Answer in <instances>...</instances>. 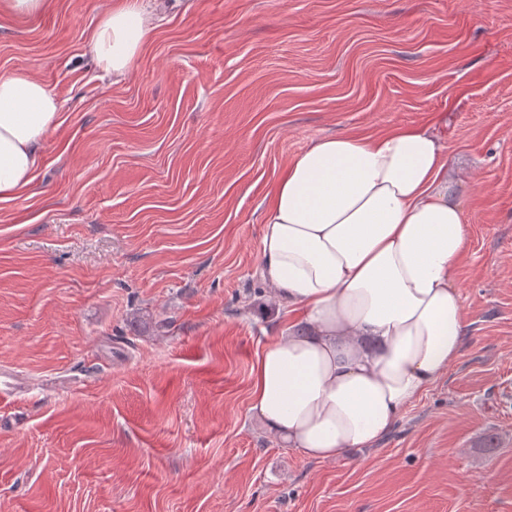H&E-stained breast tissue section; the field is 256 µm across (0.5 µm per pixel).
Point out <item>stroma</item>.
<instances>
[{
  "instance_id": "35a3bbf8",
  "label": "stroma",
  "mask_w": 512,
  "mask_h": 512,
  "mask_svg": "<svg viewBox=\"0 0 512 512\" xmlns=\"http://www.w3.org/2000/svg\"><path fill=\"white\" fill-rule=\"evenodd\" d=\"M109 0L0 13V73L57 96L0 201V512H512V0H155L132 71ZM429 125L453 151L472 323L372 448L308 459L248 412L280 315L272 183L315 140ZM154 26L142 0H114L101 15L89 50L104 71L124 77L132 70ZM30 385L27 375L11 368L0 367V402L13 401L23 395Z\"/></svg>"
}]
</instances>
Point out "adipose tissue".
<instances>
[{
	"mask_svg": "<svg viewBox=\"0 0 512 512\" xmlns=\"http://www.w3.org/2000/svg\"><path fill=\"white\" fill-rule=\"evenodd\" d=\"M152 28L142 0H111L89 50L125 76ZM59 113L42 81L0 74V200L33 181ZM446 150L422 127L326 136L273 182L258 273L286 319L255 356L248 410L307 458L372 447L460 356L468 237Z\"/></svg>",
	"mask_w": 512,
	"mask_h": 512,
	"instance_id": "obj_1",
	"label": "adipose tissue"
}]
</instances>
